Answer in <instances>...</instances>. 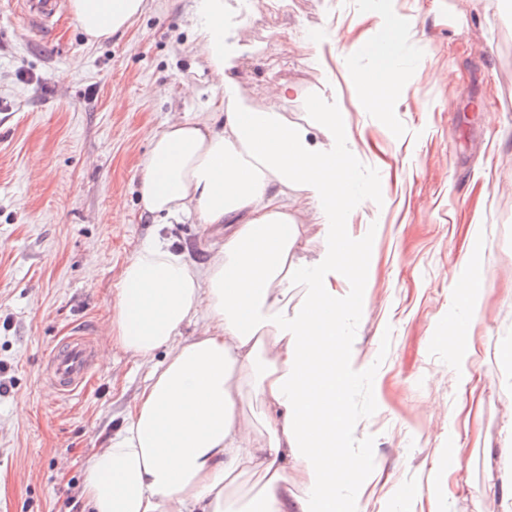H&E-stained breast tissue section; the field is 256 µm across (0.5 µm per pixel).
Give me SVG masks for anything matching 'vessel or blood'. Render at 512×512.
I'll return each instance as SVG.
<instances>
[{
    "instance_id": "obj_1",
    "label": "vessel or blood",
    "mask_w": 512,
    "mask_h": 512,
    "mask_svg": "<svg viewBox=\"0 0 512 512\" xmlns=\"http://www.w3.org/2000/svg\"><path fill=\"white\" fill-rule=\"evenodd\" d=\"M13 7L29 28L54 35L62 15V0H13ZM95 354L91 327H74L70 336L50 351L46 367L60 394H75L85 383Z\"/></svg>"
}]
</instances>
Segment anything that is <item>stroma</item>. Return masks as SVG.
Instances as JSON below:
<instances>
[{"label": "stroma", "mask_w": 512, "mask_h": 512, "mask_svg": "<svg viewBox=\"0 0 512 512\" xmlns=\"http://www.w3.org/2000/svg\"><path fill=\"white\" fill-rule=\"evenodd\" d=\"M243 23L232 72L253 110L275 108L328 144L338 112L354 195L340 219L362 268L333 285L361 299L343 323L356 362L343 397L365 460L360 512H503L495 467L512 446V0H391L407 26L370 50L388 12L353 0H224ZM195 0H148L122 35L88 43L72 13L54 39L0 0V512H83L85 465L123 425L149 372L112 343L125 264L160 237L196 263L194 221L141 218V162L171 117L219 107L193 30ZM404 60L387 85L392 59ZM375 74L367 87L358 78ZM282 82L294 92L272 101ZM482 290L465 310L464 255ZM460 321L470 382L452 370ZM100 327L86 388L57 393L46 355ZM464 451L461 470L448 451ZM414 497H406L407 489Z\"/></svg>", "instance_id": "obj_1"}]
</instances>
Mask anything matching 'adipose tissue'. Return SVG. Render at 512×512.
I'll list each match as a JSON object with an SVG mask.
<instances>
[{"instance_id":"ef3b65f1","label":"adipose tissue","mask_w":512,"mask_h":512,"mask_svg":"<svg viewBox=\"0 0 512 512\" xmlns=\"http://www.w3.org/2000/svg\"><path fill=\"white\" fill-rule=\"evenodd\" d=\"M146 6L70 0L92 42L124 33ZM194 15L224 107L153 134L140 215L155 224L197 219L205 237L220 224L224 239L201 265L159 239L126 265L115 341L152 368L123 428L89 458L82 494L89 512H337L343 477L364 468L342 443L348 422L337 386L351 363L342 321L357 301L339 297L331 282L356 250L338 224L350 202L348 128L329 113L334 143L323 149L283 113L249 109L231 75L224 0H197ZM302 196L322 202L320 217L334 237L310 262L293 254ZM296 280L305 296L292 308ZM195 323L198 335L183 337ZM247 391L271 412L266 437L239 409ZM293 471L304 494L288 491ZM251 474L260 488L231 510V485Z\"/></svg>"}]
</instances>
